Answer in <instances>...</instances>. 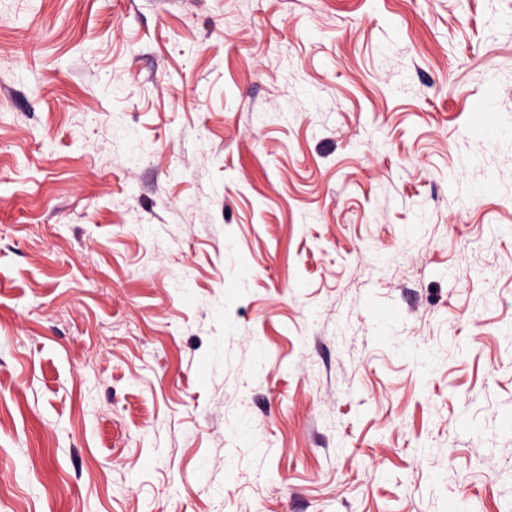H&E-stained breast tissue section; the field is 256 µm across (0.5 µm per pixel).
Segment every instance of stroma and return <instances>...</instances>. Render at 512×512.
Returning a JSON list of instances; mask_svg holds the SVG:
<instances>
[{
	"mask_svg": "<svg viewBox=\"0 0 512 512\" xmlns=\"http://www.w3.org/2000/svg\"><path fill=\"white\" fill-rule=\"evenodd\" d=\"M510 331L512 0H0V512H512Z\"/></svg>",
	"mask_w": 512,
	"mask_h": 512,
	"instance_id": "35a3bbf8",
	"label": "stroma"
}]
</instances>
